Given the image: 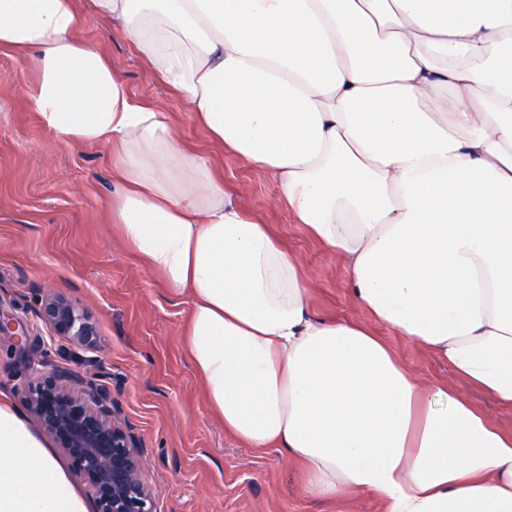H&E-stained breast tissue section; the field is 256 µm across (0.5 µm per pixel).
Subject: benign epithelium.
I'll list each match as a JSON object with an SVG mask.
<instances>
[{
    "label": "benign epithelium",
    "mask_w": 512,
    "mask_h": 512,
    "mask_svg": "<svg viewBox=\"0 0 512 512\" xmlns=\"http://www.w3.org/2000/svg\"><path fill=\"white\" fill-rule=\"evenodd\" d=\"M38 317L52 335L77 349L99 352L96 319L69 297L48 294ZM0 335L16 338L20 355L30 356L26 325L1 301ZM29 368L22 391L26 410L89 486L97 512H159L155 493L144 478L141 439L122 421L108 388L38 359L29 360Z\"/></svg>",
    "instance_id": "7a95c632"
}]
</instances>
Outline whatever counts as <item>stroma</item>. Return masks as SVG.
Here are the masks:
<instances>
[{
  "mask_svg": "<svg viewBox=\"0 0 512 512\" xmlns=\"http://www.w3.org/2000/svg\"><path fill=\"white\" fill-rule=\"evenodd\" d=\"M76 5L78 38L111 58L135 101L166 107L177 146L207 159L238 204L268 224L302 263L312 313L366 320L335 255L294 222L287 205L274 204L272 176L214 142L186 99L162 82L131 40L92 11L90 0ZM33 77L28 54L0 53V300L28 326L37 353L80 374L88 370L82 355L51 336L37 311L54 291L93 313L101 346L97 371L142 440L145 477L161 512H382L369 496L309 497L297 463L225 431L206 402L186 344L190 297L173 295L112 222L111 144L67 143L44 127L27 97ZM376 333L419 380L460 388L512 432L511 409L397 332L380 326ZM28 375L13 340L1 336L0 393L18 399Z\"/></svg>",
  "mask_w": 512,
  "mask_h": 512,
  "instance_id": "stroma-1",
  "label": "stroma"
}]
</instances>
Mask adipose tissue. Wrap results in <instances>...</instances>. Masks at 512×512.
<instances>
[{"mask_svg": "<svg viewBox=\"0 0 512 512\" xmlns=\"http://www.w3.org/2000/svg\"><path fill=\"white\" fill-rule=\"evenodd\" d=\"M200 125L271 174L373 321L512 408V0H92ZM75 0H0V50L66 142L110 143L112 222L173 294L224 428L309 496L512 512V435L420 383L368 326L310 313L305 271L80 40ZM0 512H90L0 396Z\"/></svg>", "mask_w": 512, "mask_h": 512, "instance_id": "adipose-tissue-1", "label": "adipose tissue"}]
</instances>
